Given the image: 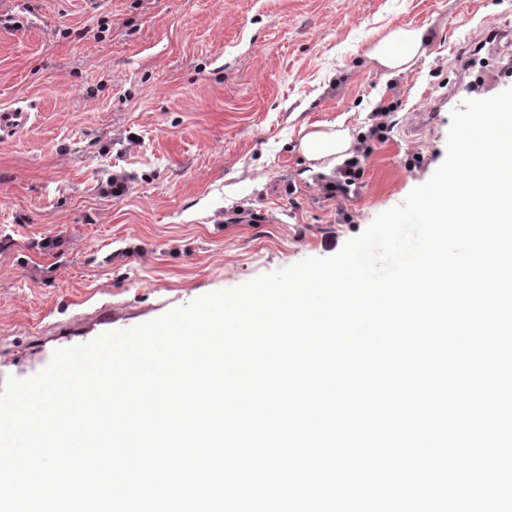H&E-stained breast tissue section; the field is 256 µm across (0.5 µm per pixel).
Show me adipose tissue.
<instances>
[{"label": "adipose tissue", "instance_id": "obj_1", "mask_svg": "<svg viewBox=\"0 0 512 512\" xmlns=\"http://www.w3.org/2000/svg\"><path fill=\"white\" fill-rule=\"evenodd\" d=\"M428 43L425 28L399 27L373 43L367 57L376 69L397 74L408 71L425 54ZM300 147L309 160L317 162L319 172L328 175L337 163L352 155L355 138L340 120L305 132Z\"/></svg>", "mask_w": 512, "mask_h": 512}]
</instances>
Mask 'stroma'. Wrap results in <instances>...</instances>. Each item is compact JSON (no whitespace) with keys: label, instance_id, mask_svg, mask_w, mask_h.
<instances>
[{"label":"stroma","instance_id":"obj_1","mask_svg":"<svg viewBox=\"0 0 512 512\" xmlns=\"http://www.w3.org/2000/svg\"><path fill=\"white\" fill-rule=\"evenodd\" d=\"M504 24L512 0H0V108L35 114L0 140V371L337 253L443 162L450 112L416 115L505 73ZM400 26L430 42L387 75L366 53ZM393 100L357 195L325 198L302 127Z\"/></svg>","mask_w":512,"mask_h":512}]
</instances>
